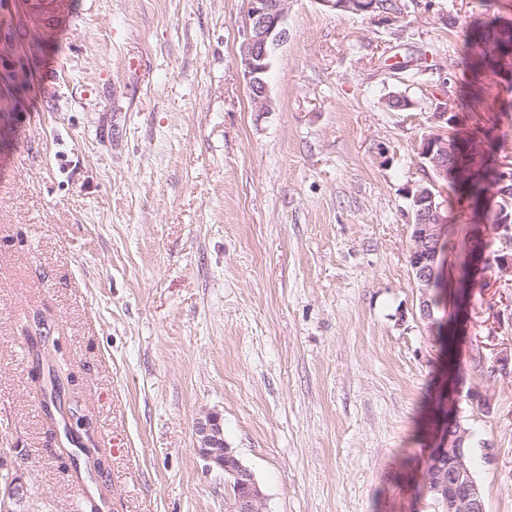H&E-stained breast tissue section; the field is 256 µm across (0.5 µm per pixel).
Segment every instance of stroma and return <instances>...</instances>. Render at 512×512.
<instances>
[{
    "label": "stroma",
    "instance_id": "35a3bbf8",
    "mask_svg": "<svg viewBox=\"0 0 512 512\" xmlns=\"http://www.w3.org/2000/svg\"><path fill=\"white\" fill-rule=\"evenodd\" d=\"M62 2L50 29L0 0V456L20 512L82 495L21 348L41 324L108 512H225L197 454L211 415L267 512H443L416 491L447 374L406 190L432 101L464 83L478 0H411L389 23L289 0L264 113L239 64L245 0ZM483 81L512 159V89ZM486 277L449 283L437 314L458 317L464 383L487 400L458 397L486 512H512V373L490 366L512 348V273Z\"/></svg>",
    "mask_w": 512,
    "mask_h": 512
}]
</instances>
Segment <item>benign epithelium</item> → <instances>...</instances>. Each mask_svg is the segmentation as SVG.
Listing matches in <instances>:
<instances>
[{"instance_id": "benign-epithelium-1", "label": "benign epithelium", "mask_w": 512, "mask_h": 512, "mask_svg": "<svg viewBox=\"0 0 512 512\" xmlns=\"http://www.w3.org/2000/svg\"><path fill=\"white\" fill-rule=\"evenodd\" d=\"M329 13L339 11L356 15H374L373 0H316ZM288 0H247L246 35L240 47V65L255 112L274 111L269 93L267 75L277 47L286 39L285 27ZM434 118L445 125L424 136L420 157L427 172V180L407 191L408 199L416 207L411 234L408 261L415 277L420 319L427 328H436L437 295L445 287L442 249L448 236V197L444 195L448 183V162L454 161V177L465 182L471 176L470 165L464 163L466 149L455 134L456 113L452 102L444 99L434 103ZM512 182V163L502 160L495 165L496 187L483 196L480 205H471L469 213L490 209L494 224L470 225L469 248L463 255L466 266L481 275L490 263L502 273L512 272V200L508 184ZM470 431L464 427L457 404L445 411V421L437 442L430 450L428 464L448 457L449 512H485L481 488L468 466ZM197 454L209 470L223 471L225 461L233 454L230 449L199 448ZM248 478L246 493L239 499L237 512H264L262 495L254 476Z\"/></svg>"}]
</instances>
